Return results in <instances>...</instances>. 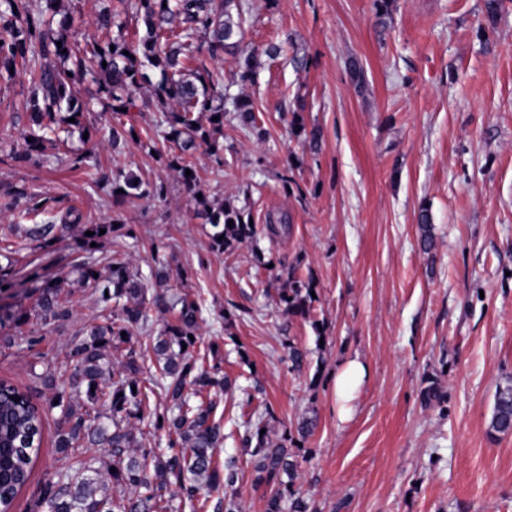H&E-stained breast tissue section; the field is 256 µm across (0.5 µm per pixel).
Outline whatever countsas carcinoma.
<instances>
[{
    "mask_svg": "<svg viewBox=\"0 0 512 512\" xmlns=\"http://www.w3.org/2000/svg\"><path fill=\"white\" fill-rule=\"evenodd\" d=\"M133 7L144 24L139 38L141 52L123 37L70 49L63 33L41 32L29 25V0H0V30L9 39L0 41V69L10 70L17 63L30 68L33 81L26 99L32 127L26 148L11 156L20 164L34 162V154L66 127L80 126L84 112L77 108L80 86L92 78L98 94L111 101L112 110L134 106L132 93L151 83L149 71H159L153 85L156 100L168 111L164 123L168 131L163 140L175 144L179 154L169 167L186 186L196 211L210 224L212 247L227 251L256 241V226L251 217L229 203L198 198L195 174L186 161L191 151L205 150L221 160L223 146L218 140L224 128V84L206 66L189 69L186 62L203 52L210 58L227 52H240L242 40L241 0H135ZM237 118L244 125L255 124L250 101L234 102ZM208 125H203L202 117ZM219 120H213V117ZM75 118L69 122V118ZM110 188L114 197L143 198L153 194L150 183L133 174L117 170L115 175L97 181ZM14 199H25L18 218L30 219L47 209V200L23 188L7 191ZM233 226H228V221ZM118 216L110 224H85L74 206L55 215V221L29 228L32 240H45L56 226L67 230L82 227L81 239L88 252L77 268V283L93 289L99 315L84 338L70 350L73 371L65 375L49 372L43 376L47 387L55 390L50 407L61 410L55 445L63 453L71 448H107L116 471L110 473L112 493L99 492L101 470L95 457L75 470L60 471L57 479L42 490L46 512H175L168 487L178 485L193 509L206 507L211 493L237 482L234 462L224 468L214 460V449L224 440V425L215 419L217 402L204 400L212 388L224 389L219 367L209 371L189 361L188 349L198 339L202 308L199 299L183 294L170 302L166 293L147 299L148 288L139 272L128 263L111 260L108 274L100 273L101 260L95 257L96 244L108 238L113 225L123 224ZM105 233H100V230ZM93 235L88 236L86 232ZM64 282L37 279V304L21 308L14 315L19 327L31 319L68 321L71 300L62 296ZM312 282L295 278L279 289V301L290 317L308 318L316 299ZM171 314L158 335H153L151 308ZM140 335L153 343L154 364L146 365L145 355L135 350L132 337ZM164 394L167 424L151 397ZM84 395L83 410L77 411L69 397ZM247 423L242 438L251 455L258 458L257 480L272 486L266 512H310L303 499L294 496L292 487L300 464L288 449L269 441L265 416ZM150 420L164 431L153 449L137 440L129 419ZM489 432L512 433V384L497 389L488 423ZM43 435V409L30 392L8 381L0 382V512L10 510L16 496L27 484L31 465L38 456Z\"/></svg>",
    "mask_w": 512,
    "mask_h": 512,
    "instance_id": "cac0c4a2",
    "label": "carcinoma"
}]
</instances>
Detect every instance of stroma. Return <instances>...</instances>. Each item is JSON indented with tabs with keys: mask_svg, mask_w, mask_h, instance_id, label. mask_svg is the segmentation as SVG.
I'll return each mask as SVG.
<instances>
[{
	"mask_svg": "<svg viewBox=\"0 0 512 512\" xmlns=\"http://www.w3.org/2000/svg\"><path fill=\"white\" fill-rule=\"evenodd\" d=\"M104 0H62L68 40L100 39ZM243 44L255 54L243 78L235 56L209 60L227 98L244 97L255 126L224 114L223 163L194 151L197 183L209 197L250 212L256 246L210 247L166 157L152 154L164 127L150 84L125 114L103 111L86 82L85 128L46 149L41 165L16 167L29 123V76L0 75V313L30 308L27 274L74 276L84 257L77 236L32 240L8 209L9 187H26L90 224L123 216L127 228L100 253L148 275L168 265L169 294L202 304L189 358L233 379L221 394L224 442L217 463L235 459V512H265L269 486L242 444L246 422L272 408L273 442L295 435L302 417L317 428L302 445L293 491L315 512H512V434L489 437L497 388L512 382V0H242ZM134 130L119 151L110 126ZM321 133L311 144V130ZM95 148L99 167H74L71 152ZM131 170L158 191L113 199L94 181ZM434 246L424 250L420 214ZM287 229L268 236V222ZM312 281L309 319H288L278 292L289 277ZM98 314L92 290L76 292L63 324L31 320L0 328V380L46 404V370L70 369L69 349ZM36 334L26 347L21 338ZM308 352L296 372L289 345ZM358 359L363 382L349 400L336 373ZM439 383L444 403L425 405ZM60 409H48L28 484L11 512H45L44 485L75 467L79 452L55 446Z\"/></svg>",
	"mask_w": 512,
	"mask_h": 512,
	"instance_id": "obj_1",
	"label": "stroma"
}]
</instances>
